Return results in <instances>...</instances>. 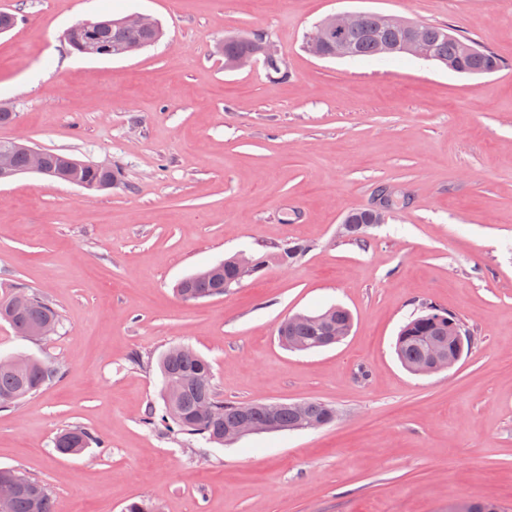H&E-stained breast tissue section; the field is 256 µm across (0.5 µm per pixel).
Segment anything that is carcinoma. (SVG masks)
<instances>
[{
    "label": "carcinoma",
    "instance_id": "cac0c4a2",
    "mask_svg": "<svg viewBox=\"0 0 512 512\" xmlns=\"http://www.w3.org/2000/svg\"><path fill=\"white\" fill-rule=\"evenodd\" d=\"M112 26L94 30L95 56H122L138 51L158 41L161 31L150 35L144 29L118 25V20L109 19ZM424 41L431 48V60L440 62L459 72L486 74L499 70L502 61L494 53L477 46L472 40L453 31L426 25L422 32ZM403 32L396 26L383 22V15L364 14V25L348 34L352 58L384 57L382 47L391 48L390 54L403 53ZM267 55L262 38L246 41H230L221 47L224 62L245 54ZM77 175L86 183L96 186L104 181H116V171L103 173L90 165L82 166ZM243 280L242 273L229 257L223 265H214L194 273L177 285V293L186 302L224 295V286L234 287ZM0 319L7 321L15 333L32 337L33 326L43 320L59 321L56 310L40 294L22 289L5 302L0 303ZM458 320L433 306L406 323L400 330L395 353L401 364L413 371L434 352L449 357L456 352V337L448 330V323ZM351 313L339 306L323 312L305 314L303 318L285 328L279 334L281 344L291 351H316L326 347L328 333H335V342L345 338L352 330ZM158 367L162 382H174L178 390L164 392L163 414L145 418L146 425H163L168 430L202 439L208 443L222 444L225 435L236 427L241 404L220 399L213 387L211 364L197 351L186 345L170 347L159 359ZM58 375L56 366L30 357L14 364L11 357L0 358V408L10 407L50 384ZM251 428L256 433L271 431L276 424L281 431H296L301 425L327 418H336L333 406L320 401H307L304 414L281 403L251 402L246 404ZM95 438L84 428L69 427L54 439V450L60 455H75ZM22 484L21 489L8 503L4 512H56L55 500L45 485L10 468H0V483Z\"/></svg>",
    "mask_w": 512,
    "mask_h": 512
}]
</instances>
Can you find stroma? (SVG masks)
Wrapping results in <instances>:
<instances>
[{"label": "stroma", "mask_w": 512, "mask_h": 512, "mask_svg": "<svg viewBox=\"0 0 512 512\" xmlns=\"http://www.w3.org/2000/svg\"><path fill=\"white\" fill-rule=\"evenodd\" d=\"M0 141L25 139L120 169L87 191L26 173L0 185V301L39 293L60 315L26 339L0 320V356L58 367L0 409V467L44 483L57 512H512V0H0ZM452 28L505 66L481 76L402 54L319 58L306 36L337 13ZM153 17L152 46L74 53L71 26ZM262 35L287 77L224 66L225 37ZM391 205L359 236L344 219ZM303 242L224 296L182 301V278L245 251ZM338 305L354 326L311 352L278 325ZM473 339L451 369L398 361L423 307ZM184 344L227 401L333 405L319 430L206 445L143 423L164 408L158 359ZM82 426L96 447L62 456ZM97 441L86 429L69 427L63 429L54 439V450L60 455H75Z\"/></svg>", "instance_id": "obj_1"}]
</instances>
